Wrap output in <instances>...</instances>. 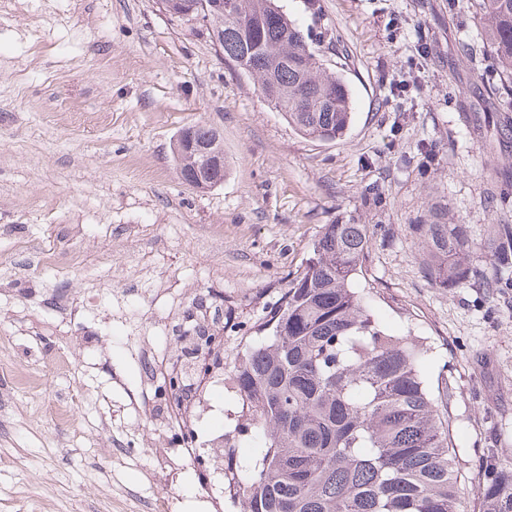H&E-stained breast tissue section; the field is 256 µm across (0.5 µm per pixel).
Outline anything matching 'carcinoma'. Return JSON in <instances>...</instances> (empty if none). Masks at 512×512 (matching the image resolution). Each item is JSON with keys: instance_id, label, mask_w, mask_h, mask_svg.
<instances>
[{"instance_id": "cac0c4a2", "label": "carcinoma", "mask_w": 512, "mask_h": 512, "mask_svg": "<svg viewBox=\"0 0 512 512\" xmlns=\"http://www.w3.org/2000/svg\"><path fill=\"white\" fill-rule=\"evenodd\" d=\"M486 43L498 61L499 101L512 105V0H477ZM180 21L209 0H162ZM224 56L276 90L265 94L299 133L333 140L347 130L350 94L275 0H224L208 20ZM219 153V133L193 126ZM179 173L206 171L201 155L175 154ZM435 288H512V224L480 240L465 224H415ZM370 225L326 224L312 256L261 324L232 377L248 407L238 434L259 432L261 456L236 460L224 444L225 478L243 512H459L457 455L449 443L451 389L435 395L422 375L426 342L395 336L376 321L355 282L366 271ZM483 512H512V465L482 463Z\"/></svg>"}]
</instances>
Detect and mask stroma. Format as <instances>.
Wrapping results in <instances>:
<instances>
[{"label":"stroma","mask_w":512,"mask_h":512,"mask_svg":"<svg viewBox=\"0 0 512 512\" xmlns=\"http://www.w3.org/2000/svg\"><path fill=\"white\" fill-rule=\"evenodd\" d=\"M278 3L350 91L340 138L289 126L160 0H0V512H239L146 377L210 326L226 377L192 424L203 446L234 437L238 354L339 219L374 231L358 285L376 319L427 338L423 376L452 389L465 512L482 509L475 462H512V288L432 287L412 230L440 209L478 239L512 224L488 183L512 176V112L475 0ZM195 124L223 139L206 190L173 154Z\"/></svg>","instance_id":"35a3bbf8"}]
</instances>
